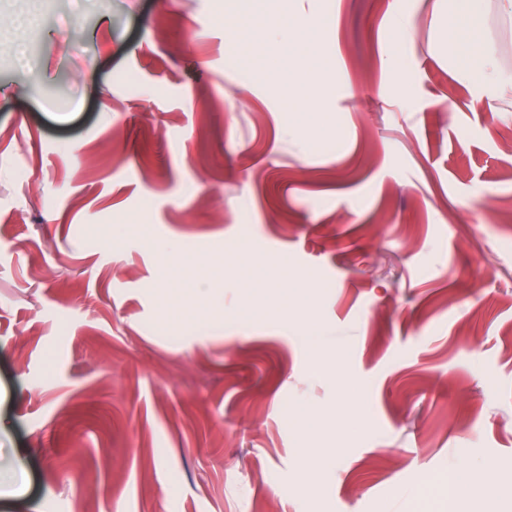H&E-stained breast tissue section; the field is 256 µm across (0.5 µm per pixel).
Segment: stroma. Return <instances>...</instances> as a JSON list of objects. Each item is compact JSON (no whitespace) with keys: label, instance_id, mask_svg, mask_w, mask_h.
Returning <instances> with one entry per match:
<instances>
[{"label":"stroma","instance_id":"obj_1","mask_svg":"<svg viewBox=\"0 0 512 512\" xmlns=\"http://www.w3.org/2000/svg\"><path fill=\"white\" fill-rule=\"evenodd\" d=\"M450 24L0 0V512H512V107ZM453 493L448 497L451 512H474L472 505V476L470 472L454 471L452 475Z\"/></svg>","mask_w":512,"mask_h":512}]
</instances>
